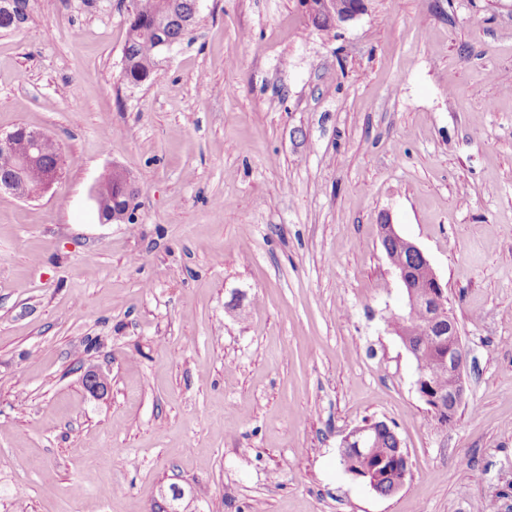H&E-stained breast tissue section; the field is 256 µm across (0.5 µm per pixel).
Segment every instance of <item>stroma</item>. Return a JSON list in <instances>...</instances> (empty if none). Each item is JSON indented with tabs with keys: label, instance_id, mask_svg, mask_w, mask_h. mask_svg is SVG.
<instances>
[{
	"label": "stroma",
	"instance_id": "35a3bbf8",
	"mask_svg": "<svg viewBox=\"0 0 512 512\" xmlns=\"http://www.w3.org/2000/svg\"><path fill=\"white\" fill-rule=\"evenodd\" d=\"M129 8L30 0L0 33V134L63 159L0 195V512H155L173 486L179 512H512V0H371L329 32L298 0H200L137 87ZM115 169L130 224L90 199ZM387 221L457 323L445 425L388 326ZM368 419L409 455L390 496L340 463Z\"/></svg>",
	"mask_w": 512,
	"mask_h": 512
}]
</instances>
